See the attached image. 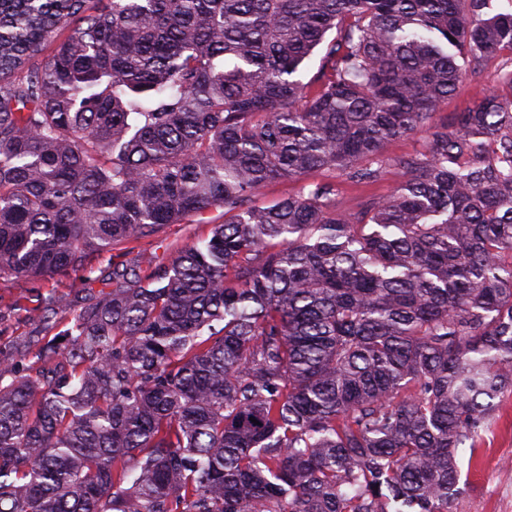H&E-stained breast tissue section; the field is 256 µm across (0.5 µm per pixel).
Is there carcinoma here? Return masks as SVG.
<instances>
[{"mask_svg": "<svg viewBox=\"0 0 512 512\" xmlns=\"http://www.w3.org/2000/svg\"><path fill=\"white\" fill-rule=\"evenodd\" d=\"M87 2L0 0V279L101 284L0 345V512H450L512 393V95L432 126L512 89V0ZM499 68V60H492L486 69V74L481 85H476L469 80L465 81L459 89L448 98V102L437 114L435 125L439 128L452 123L458 112H466L474 107L484 92L496 90L501 94L508 95L510 90L507 86L499 83L496 79V71ZM427 134L417 133L392 142L387 150L392 157H409L421 151ZM399 178L393 170H389L385 175L373 184L354 185L351 183H341L339 193L336 196V206L346 212H355L360 209L367 197L390 195L397 185ZM210 228V224H169L164 228L162 233V246L160 243H153L144 241L140 245V249H135L132 253L126 256H115L118 254L116 251L104 253L96 260V266L105 270L106 272L112 271V260L129 262L137 258L138 251H143L149 255L150 252L162 256L165 248L168 247L167 255L171 250L177 248L186 242L195 240L199 237L205 236ZM157 246H160L157 247ZM114 255V256H112ZM113 257V258H112Z\"/></svg>", "mask_w": 512, "mask_h": 512, "instance_id": "cac0c4a2", "label": "carcinoma"}]
</instances>
